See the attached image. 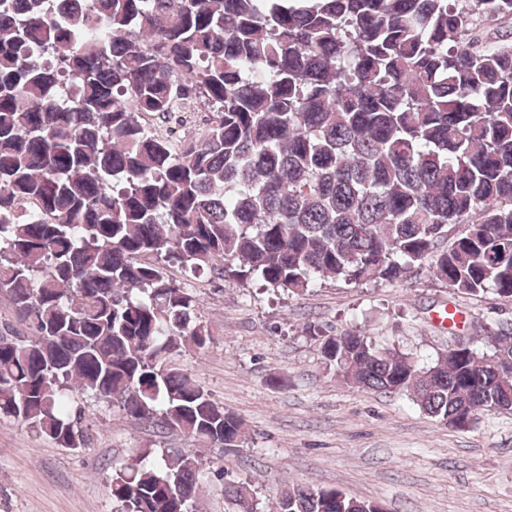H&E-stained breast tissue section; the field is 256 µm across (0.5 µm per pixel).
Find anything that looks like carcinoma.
<instances>
[{
	"label": "carcinoma",
	"mask_w": 512,
	"mask_h": 512,
	"mask_svg": "<svg viewBox=\"0 0 512 512\" xmlns=\"http://www.w3.org/2000/svg\"><path fill=\"white\" fill-rule=\"evenodd\" d=\"M182 103L217 113L203 138L142 123ZM424 262L512 302V0H0V290L26 328L0 331V415L87 448L91 396L237 448L241 421L175 362L209 334L165 265L302 294ZM501 336L424 367L364 332L318 340L346 383L463 429L512 406ZM149 454L112 472L120 512H194L212 469ZM224 496L256 512L251 484ZM376 509L308 487L268 506Z\"/></svg>",
	"instance_id": "cac0c4a2"
}]
</instances>
